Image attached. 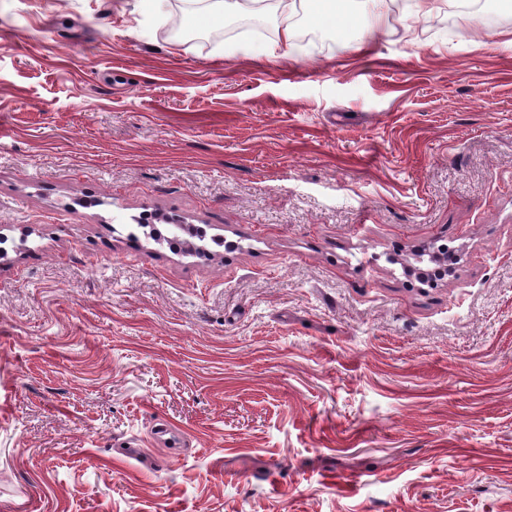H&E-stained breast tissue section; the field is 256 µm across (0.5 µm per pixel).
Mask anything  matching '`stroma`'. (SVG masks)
Here are the masks:
<instances>
[{
    "instance_id": "35a3bbf8",
    "label": "stroma",
    "mask_w": 512,
    "mask_h": 512,
    "mask_svg": "<svg viewBox=\"0 0 512 512\" xmlns=\"http://www.w3.org/2000/svg\"><path fill=\"white\" fill-rule=\"evenodd\" d=\"M486 2L436 29L391 0L347 40L302 18L284 53L276 14L194 43L136 0H0V512H512V5ZM439 239L431 288L405 265Z\"/></svg>"
}]
</instances>
